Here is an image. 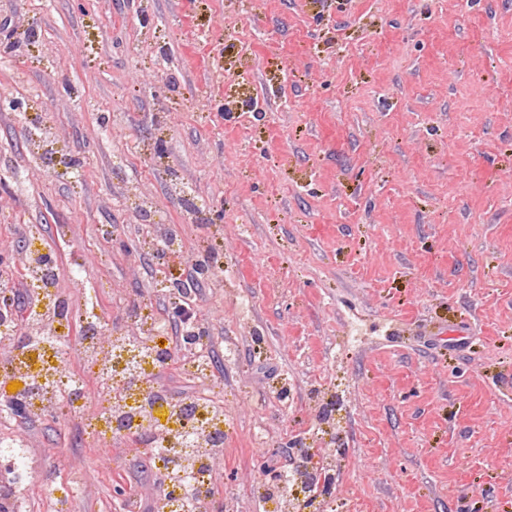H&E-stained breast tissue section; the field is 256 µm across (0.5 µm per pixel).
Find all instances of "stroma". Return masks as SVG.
<instances>
[{
  "label": "stroma",
  "instance_id": "stroma-1",
  "mask_svg": "<svg viewBox=\"0 0 512 512\" xmlns=\"http://www.w3.org/2000/svg\"><path fill=\"white\" fill-rule=\"evenodd\" d=\"M33 245L84 394L0 420L36 512H159L74 329L172 337L182 295L207 368L152 378L223 407L207 512H310L260 469L303 448L321 512H512V0H0V252Z\"/></svg>",
  "mask_w": 512,
  "mask_h": 512
}]
</instances>
